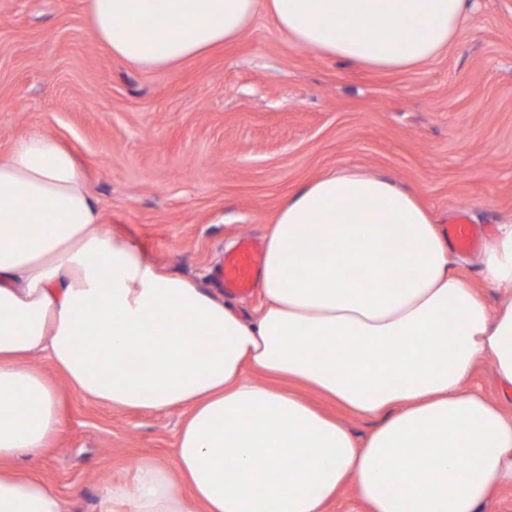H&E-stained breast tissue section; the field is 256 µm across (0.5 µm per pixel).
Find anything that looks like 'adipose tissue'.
<instances>
[{"instance_id": "ef3b65f1", "label": "adipose tissue", "mask_w": 512, "mask_h": 512, "mask_svg": "<svg viewBox=\"0 0 512 512\" xmlns=\"http://www.w3.org/2000/svg\"><path fill=\"white\" fill-rule=\"evenodd\" d=\"M474 6L90 0L89 17L102 48L145 71L236 40L262 9L301 48L402 72L446 50ZM480 265L509 294L493 313L414 193L333 172L279 206L248 321L101 224L63 142L17 139L0 157V512H67L9 466L57 437L58 376L115 408L182 413L171 462L142 457L99 512H327L350 483L368 512H481L512 489V412L463 384L488 358L512 388V224ZM303 387L375 426L355 439Z\"/></svg>"}]
</instances>
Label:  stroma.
<instances>
[{"instance_id": "obj_1", "label": "stroma", "mask_w": 512, "mask_h": 512, "mask_svg": "<svg viewBox=\"0 0 512 512\" xmlns=\"http://www.w3.org/2000/svg\"><path fill=\"white\" fill-rule=\"evenodd\" d=\"M31 132L69 146L100 220L150 262L214 288L246 237L265 239L283 199L334 171L390 175L439 226L496 234L512 220V0H478L448 49L376 72L294 45L266 15L240 39L143 71L95 41L88 0H0V156ZM53 448L22 462L69 512L170 459L179 415L62 391Z\"/></svg>"}]
</instances>
